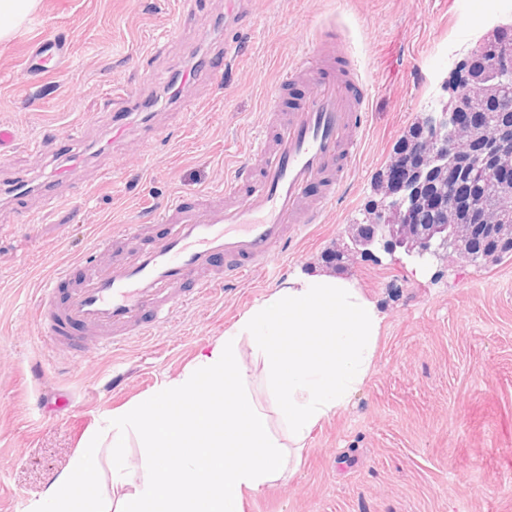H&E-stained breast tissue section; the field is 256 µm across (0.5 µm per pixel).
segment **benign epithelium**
<instances>
[{
    "mask_svg": "<svg viewBox=\"0 0 512 512\" xmlns=\"http://www.w3.org/2000/svg\"><path fill=\"white\" fill-rule=\"evenodd\" d=\"M442 87L447 97L411 125L417 166L392 181L388 169L403 159L393 152L364 217L349 229V242L322 255L327 267L342 270L358 256L398 250L412 263L427 265L450 249L461 262L477 265L483 256L474 247L480 228L512 240V126L491 128L478 119L490 99L512 111V23L488 31ZM447 170L459 183L479 181L483 196L466 198L455 186L437 183L435 175ZM436 184L442 199L431 209L429 192Z\"/></svg>",
    "mask_w": 512,
    "mask_h": 512,
    "instance_id": "obj_1",
    "label": "benign epithelium"
}]
</instances>
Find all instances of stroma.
I'll return each mask as SVG.
<instances>
[{
	"instance_id": "35a3bbf8",
	"label": "stroma",
	"mask_w": 512,
	"mask_h": 512,
	"mask_svg": "<svg viewBox=\"0 0 512 512\" xmlns=\"http://www.w3.org/2000/svg\"><path fill=\"white\" fill-rule=\"evenodd\" d=\"M228 0H39L0 41V124L17 145L0 155V512H27L70 464L95 415L155 390L223 336L255 301L301 273L359 219L404 131L442 93L452 62L512 0H250L239 56L220 86H197L201 111L166 104L152 120L121 115L112 90L161 98L175 71L211 55L231 23ZM367 77L373 100L364 146L323 223L271 270L225 285L223 295L178 308L147 340L71 359L41 336L30 305L60 263L122 224H145L173 193L218 191L264 134L279 72L307 57L328 27ZM65 36L67 66L24 76L36 39ZM162 48L151 52L153 39ZM126 132L110 145L111 129ZM40 151L27 147L31 139ZM83 158L58 187L68 204L43 203L45 177L65 167L62 140ZM108 183H101L104 173ZM33 186L19 209L11 186ZM343 278L383 318L373 368L346 408L327 420L298 470L245 512H512V260L465 265L455 254L422 268L404 255L361 257ZM45 377L29 378L32 364ZM126 372L112 390L114 372ZM43 406L30 408L34 398Z\"/></svg>"
}]
</instances>
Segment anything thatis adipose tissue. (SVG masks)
Listing matches in <instances>:
<instances>
[{
    "label": "adipose tissue",
    "instance_id": "1",
    "mask_svg": "<svg viewBox=\"0 0 512 512\" xmlns=\"http://www.w3.org/2000/svg\"><path fill=\"white\" fill-rule=\"evenodd\" d=\"M381 317L348 281L302 274L255 302L181 373L152 394L94 417L59 476L28 512H76L74 476L98 482L99 448L110 450L111 497L87 512H243L294 473L317 430L363 386L376 356ZM262 363L253 379L242 351ZM266 399L258 401L253 384ZM212 391L201 398V385ZM193 400L189 413L167 406ZM282 431H275L272 417ZM138 463L129 466V447ZM167 449L170 463L158 454Z\"/></svg>",
    "mask_w": 512,
    "mask_h": 512
}]
</instances>
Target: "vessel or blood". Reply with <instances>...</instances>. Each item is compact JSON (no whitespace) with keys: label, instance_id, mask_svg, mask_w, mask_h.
<instances>
[{"label":"vessel or blood","instance_id":"b4317fda","mask_svg":"<svg viewBox=\"0 0 512 512\" xmlns=\"http://www.w3.org/2000/svg\"><path fill=\"white\" fill-rule=\"evenodd\" d=\"M237 49L234 35L225 34L215 59L186 84L222 81V63ZM69 54L66 38L40 39L25 57L24 73L42 78L46 61L60 63ZM279 82L302 92L288 109L266 113L272 138L251 145L249 160L227 176L221 202L207 194L172 195L156 218L166 227L160 237L145 238L141 224L123 225L44 280L35 315L52 345L78 358L92 333L103 351L150 335L169 321L179 300L267 269L321 223L360 153L372 100L336 29L321 32L308 60L284 69ZM119 243L127 247L125 258L105 261ZM178 285L187 288L180 298Z\"/></svg>","mask_w":512,"mask_h":512}]
</instances>
